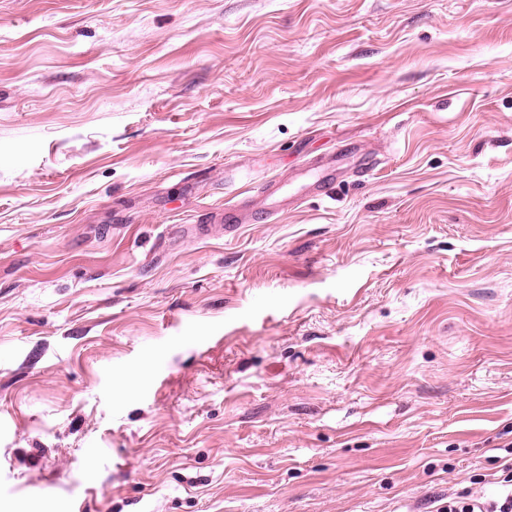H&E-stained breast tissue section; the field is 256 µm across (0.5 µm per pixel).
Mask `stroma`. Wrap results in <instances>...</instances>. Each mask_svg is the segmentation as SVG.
<instances>
[{"mask_svg":"<svg viewBox=\"0 0 512 512\" xmlns=\"http://www.w3.org/2000/svg\"><path fill=\"white\" fill-rule=\"evenodd\" d=\"M509 447L512 0H0V512H436Z\"/></svg>","mask_w":512,"mask_h":512,"instance_id":"1","label":"stroma"}]
</instances>
